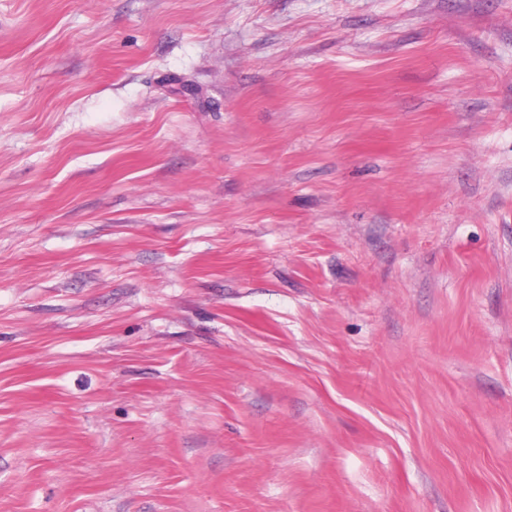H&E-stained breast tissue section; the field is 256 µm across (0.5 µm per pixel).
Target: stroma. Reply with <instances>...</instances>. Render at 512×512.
Segmentation results:
<instances>
[{"label": "stroma", "mask_w": 512, "mask_h": 512, "mask_svg": "<svg viewBox=\"0 0 512 512\" xmlns=\"http://www.w3.org/2000/svg\"><path fill=\"white\" fill-rule=\"evenodd\" d=\"M0 512H512V0H0Z\"/></svg>", "instance_id": "obj_1"}]
</instances>
